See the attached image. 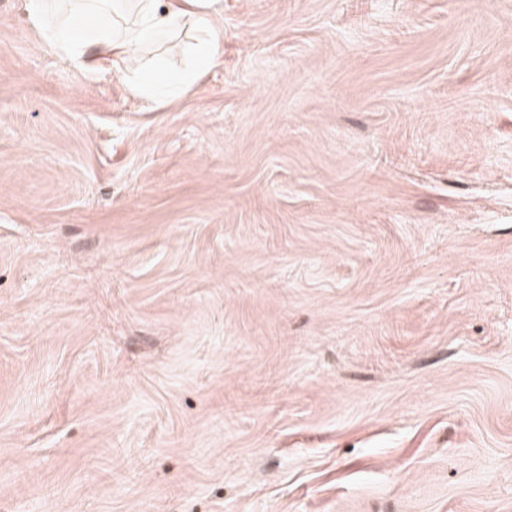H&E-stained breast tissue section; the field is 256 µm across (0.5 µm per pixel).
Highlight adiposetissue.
Segmentation results:
<instances>
[{
	"mask_svg": "<svg viewBox=\"0 0 512 512\" xmlns=\"http://www.w3.org/2000/svg\"><path fill=\"white\" fill-rule=\"evenodd\" d=\"M222 0H27L29 26L45 46L74 68L96 73L101 58L123 66L127 94L149 106L186 94L206 72L222 64L224 30ZM197 38L183 69L164 71L162 78L127 68L135 50L167 40L184 25Z\"/></svg>",
	"mask_w": 512,
	"mask_h": 512,
	"instance_id": "adipose-tissue-1",
	"label": "adipose tissue"
}]
</instances>
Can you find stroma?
<instances>
[{"label":"stroma","instance_id":"1","mask_svg":"<svg viewBox=\"0 0 512 512\" xmlns=\"http://www.w3.org/2000/svg\"><path fill=\"white\" fill-rule=\"evenodd\" d=\"M151 108L0 0V512H512V0H224Z\"/></svg>","mask_w":512,"mask_h":512}]
</instances>
